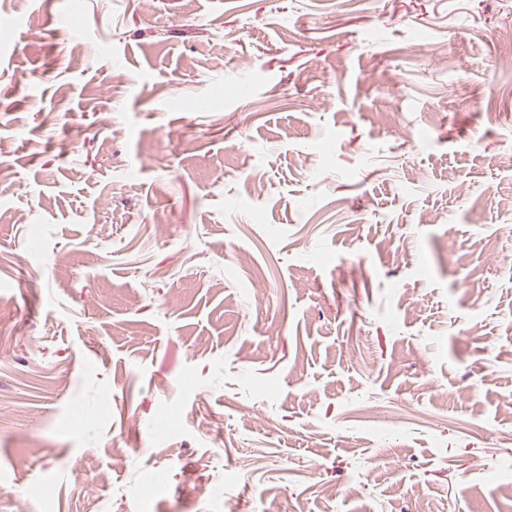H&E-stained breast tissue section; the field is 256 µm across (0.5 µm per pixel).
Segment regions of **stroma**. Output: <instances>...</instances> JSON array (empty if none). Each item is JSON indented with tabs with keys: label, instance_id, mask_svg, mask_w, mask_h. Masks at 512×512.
<instances>
[{
	"label": "stroma",
	"instance_id": "stroma-1",
	"mask_svg": "<svg viewBox=\"0 0 512 512\" xmlns=\"http://www.w3.org/2000/svg\"><path fill=\"white\" fill-rule=\"evenodd\" d=\"M508 29L0 0V512H512Z\"/></svg>",
	"mask_w": 512,
	"mask_h": 512
}]
</instances>
